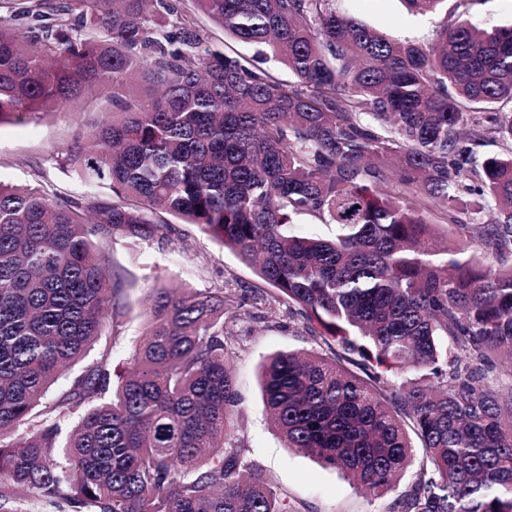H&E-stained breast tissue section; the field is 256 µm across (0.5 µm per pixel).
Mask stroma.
Masks as SVG:
<instances>
[{
  "mask_svg": "<svg viewBox=\"0 0 512 512\" xmlns=\"http://www.w3.org/2000/svg\"><path fill=\"white\" fill-rule=\"evenodd\" d=\"M338 12L366 23L388 38L425 48L435 43L443 26L467 19L491 28L512 24V0H444L427 15L409 13L401 0H336ZM178 14L195 27L210 50L250 55L249 47L225 37L221 28L198 12L193 0H177ZM107 104L91 93L79 102L27 124H0V180L51 186L64 200H91L93 193L75 174L69 149L104 118ZM169 239L114 234L108 249L109 268L125 303L120 324L105 331L96 351L112 356V374L130 366L136 344L146 330L145 297L153 288L179 287L198 292L218 288L250 297L262 282L252 267L196 225L167 216ZM226 339L236 351L234 374L239 405L233 417L244 460L261 469L282 491L308 503L310 512H390L393 496L371 499L346 480L284 447L268 423L261 392L262 361L279 351L313 350L319 343L300 322L288 319V306L277 299L263 305L259 319L226 321Z\"/></svg>",
  "mask_w": 512,
  "mask_h": 512,
  "instance_id": "1",
  "label": "stroma"
}]
</instances>
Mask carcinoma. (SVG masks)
Listing matches in <instances>:
<instances>
[{"mask_svg": "<svg viewBox=\"0 0 512 512\" xmlns=\"http://www.w3.org/2000/svg\"><path fill=\"white\" fill-rule=\"evenodd\" d=\"M194 2L255 57L211 53L170 0H0V124L94 90L112 105L71 157L112 198L0 182V512L19 487L48 512H307L228 443L236 294L153 288L129 374L89 359L123 310L106 247L166 238L161 213L217 237L326 346L262 368L288 447L373 499L415 469L397 512H512V147L462 180L464 133L512 143L493 109L512 103V26L460 21L428 50L333 0ZM306 216L335 236L298 232Z\"/></svg>", "mask_w": 512, "mask_h": 512, "instance_id": "carcinoma-1", "label": "carcinoma"}]
</instances>
